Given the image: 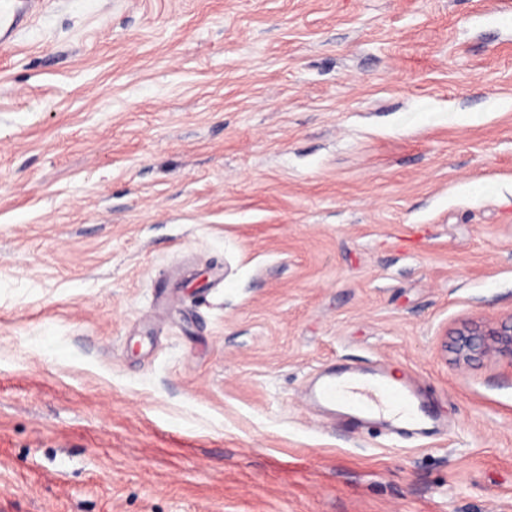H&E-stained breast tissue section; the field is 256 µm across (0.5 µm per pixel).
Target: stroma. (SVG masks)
<instances>
[{"label":"stroma","mask_w":512,"mask_h":512,"mask_svg":"<svg viewBox=\"0 0 512 512\" xmlns=\"http://www.w3.org/2000/svg\"><path fill=\"white\" fill-rule=\"evenodd\" d=\"M512 12L50 0L0 46V512H512ZM409 374L443 433L304 400ZM455 353L459 361L468 362L478 355H484L490 350L507 360L512 367V318L508 324H504L498 331L489 336H495L493 346L484 341L483 332L477 327H465L457 330Z\"/></svg>","instance_id":"obj_1"}]
</instances>
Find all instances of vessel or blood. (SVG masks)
<instances>
[{"instance_id":"b4317fda","label":"vessel or blood","mask_w":512,"mask_h":512,"mask_svg":"<svg viewBox=\"0 0 512 512\" xmlns=\"http://www.w3.org/2000/svg\"><path fill=\"white\" fill-rule=\"evenodd\" d=\"M41 0H0V44L12 43L33 20ZM306 399L311 406L340 415L351 424L424 421L427 430L438 429L441 418L414 380L394 378L383 369H348L328 372L313 385Z\"/></svg>"}]
</instances>
